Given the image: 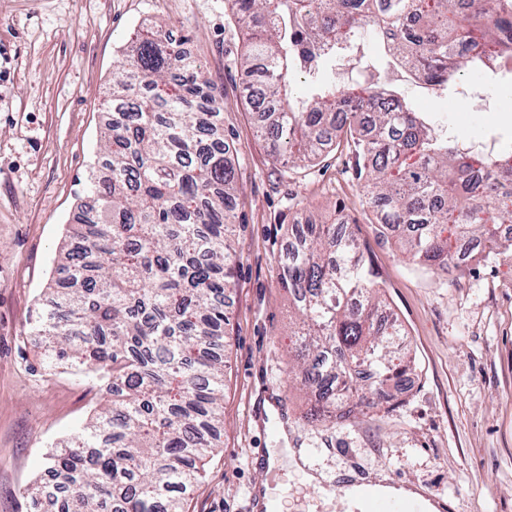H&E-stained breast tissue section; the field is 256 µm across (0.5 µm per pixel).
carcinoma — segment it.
<instances>
[{
	"label": "carcinoma",
	"instance_id": "cac0c4a2",
	"mask_svg": "<svg viewBox=\"0 0 512 512\" xmlns=\"http://www.w3.org/2000/svg\"><path fill=\"white\" fill-rule=\"evenodd\" d=\"M247 23L242 60L270 154L296 167L341 140L366 171L383 235L399 233L413 264L448 271L465 242L496 255L512 224V152L478 153L440 135L397 88L319 86L294 99L288 74L336 57L369 30L392 67L444 91L471 65L512 62V0H228ZM186 38L157 30L123 50L112 125L89 166L83 218L63 272L33 321L54 367L89 379L90 420L48 455L56 483L28 488L54 512H185L224 427V292L233 276L238 187L227 161L222 97ZM112 172L105 182L97 166ZM295 315L296 361L312 396L307 419L388 403L409 365L344 219L311 220L280 262Z\"/></svg>",
	"mask_w": 512,
	"mask_h": 512
}]
</instances>
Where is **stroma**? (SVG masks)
<instances>
[{
	"instance_id": "obj_1",
	"label": "stroma",
	"mask_w": 512,
	"mask_h": 512,
	"mask_svg": "<svg viewBox=\"0 0 512 512\" xmlns=\"http://www.w3.org/2000/svg\"><path fill=\"white\" fill-rule=\"evenodd\" d=\"M157 27L186 37L221 92L240 189L224 299L223 446L187 494L186 512H246L250 491L265 485L293 491L288 512H353L342 493L303 484L291 448L306 450L325 478L347 473L412 488L438 512H512V248L475 254L448 275L414 266L373 224L353 144L305 168L273 157L243 97L245 28L227 0H0V512H39L24 488L44 475L49 443L89 417L87 383L44 367L30 324L112 119L119 50ZM372 75L399 85L440 133L473 150L495 138L512 147V81L466 111L449 106L485 87L476 68L462 69L448 91L429 93L403 81L364 36L292 81L302 97L316 85ZM341 216L404 328L411 377L391 407L311 423L309 396L292 373V312L278 267L294 225ZM257 448L276 454V464L255 459Z\"/></svg>"
}]
</instances>
